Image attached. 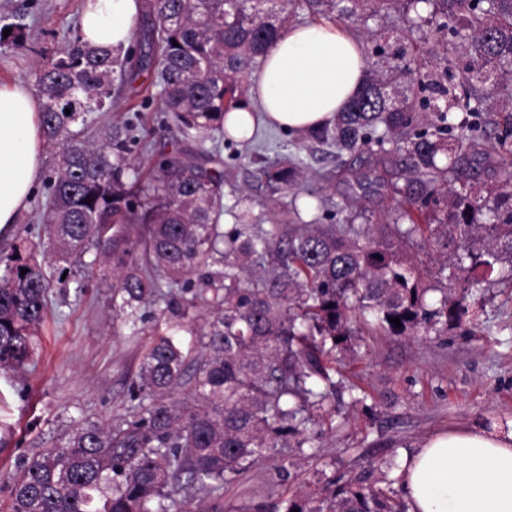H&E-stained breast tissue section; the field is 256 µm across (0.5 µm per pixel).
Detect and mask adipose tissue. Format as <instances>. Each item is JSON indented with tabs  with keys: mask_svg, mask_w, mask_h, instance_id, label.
Segmentation results:
<instances>
[{
	"mask_svg": "<svg viewBox=\"0 0 512 512\" xmlns=\"http://www.w3.org/2000/svg\"><path fill=\"white\" fill-rule=\"evenodd\" d=\"M139 0H86L80 33L89 44L128 45ZM359 45L336 28L297 26L262 57L250 99L224 118L237 139L257 121L284 130L329 122L361 88ZM41 107L32 91L0 83V234L27 209L43 171ZM399 478L408 512H512V431L455 430L434 436L406 459Z\"/></svg>",
	"mask_w": 512,
	"mask_h": 512,
	"instance_id": "1",
	"label": "adipose tissue"
}]
</instances>
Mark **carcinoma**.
Listing matches in <instances>:
<instances>
[{"label":"carcinoma","instance_id":"cac0c4a2","mask_svg":"<svg viewBox=\"0 0 512 512\" xmlns=\"http://www.w3.org/2000/svg\"><path fill=\"white\" fill-rule=\"evenodd\" d=\"M301 11L379 18L385 26L373 39L391 31L415 45L391 55L375 46L360 92L333 122L307 132L336 158L361 161L323 183L339 177L401 203L376 218L345 195L335 204L348 212L343 222L304 224L285 237L297 199L320 197L292 153L256 170L279 193L269 199L270 227L253 223L243 205L226 233L224 173L207 164L220 151L224 114L244 102L252 64ZM430 31L447 37L442 49L420 46ZM132 36L135 70L153 73L162 111L214 147L201 157L149 153L145 177L131 163L141 144L131 125L104 128L95 146L82 142L116 104L127 51L77 36L39 66L44 139L56 153L41 224L0 256V368L29 362L51 288L72 282L83 291L82 268L101 269L126 321L143 320L139 309L154 305L165 330L141 359L125 417L85 422L18 460L10 512H202L175 498L182 485L220 491L325 411L336 391L332 354L349 348L352 318L370 316L395 336L427 335L461 324L466 297L493 274L512 283V0H150L146 26ZM456 110L472 118L468 138L453 134ZM489 112L506 116L486 141ZM476 155L494 162L488 185L468 171ZM428 248L442 256L432 268L416 256ZM429 276L442 286L434 308ZM201 317L206 329L187 349L181 333ZM180 387L188 398L175 401ZM287 512L404 507L356 478Z\"/></svg>","mask_w":512,"mask_h":512}]
</instances>
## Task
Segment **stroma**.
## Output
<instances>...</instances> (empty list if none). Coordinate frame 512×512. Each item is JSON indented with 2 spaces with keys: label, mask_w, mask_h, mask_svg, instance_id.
<instances>
[{
  "label": "stroma",
  "mask_w": 512,
  "mask_h": 512,
  "mask_svg": "<svg viewBox=\"0 0 512 512\" xmlns=\"http://www.w3.org/2000/svg\"><path fill=\"white\" fill-rule=\"evenodd\" d=\"M82 0H0V21L23 25L25 42L0 44V82L36 85L38 65L53 59L79 30ZM160 89L116 84L117 105L106 121L133 123L135 135L155 150L197 151L162 112ZM301 133L257 127L245 142L221 145L225 230H232L241 197L252 200L256 223L269 224V186L258 164L299 152L318 178L350 157L336 158ZM52 314L41 348L24 369L0 370V512H9L8 487L18 458L53 447L76 424L109 422L130 404V382L153 340L146 322L132 335L107 288L77 293L52 288ZM471 317L493 333L452 325L426 336H392L362 327L352 351L336 356V409L310 423L300 448H277L252 465L220 496H204L206 512H286L300 496L320 501L335 487L362 477L404 498L398 472L406 454L433 435L478 429L512 430V284L498 283L469 300Z\"/></svg>",
  "instance_id": "35a3bbf8"
}]
</instances>
